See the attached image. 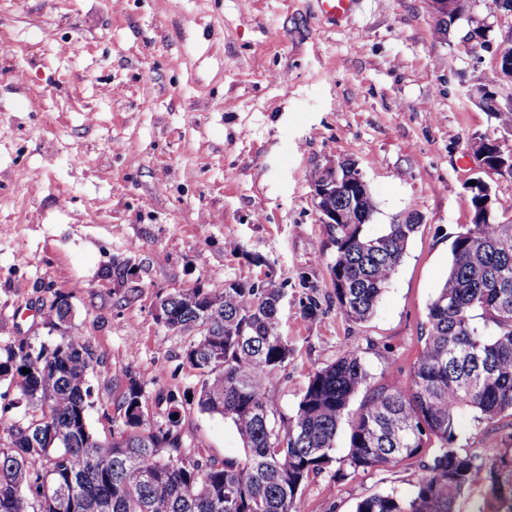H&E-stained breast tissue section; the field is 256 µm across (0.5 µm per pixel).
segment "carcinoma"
Instances as JSON below:
<instances>
[{
    "mask_svg": "<svg viewBox=\"0 0 512 512\" xmlns=\"http://www.w3.org/2000/svg\"><path fill=\"white\" fill-rule=\"evenodd\" d=\"M512 136V110L486 106ZM496 178L512 179V148L485 139ZM471 223L451 242L448 276L427 307L424 346L409 388L369 390L356 411L353 396L368 387L362 358L348 351L310 374L294 415L268 400L292 349L280 332L282 290L231 282L221 290L195 288L161 299L173 331L207 336L187 358L202 377L198 408L230 421L243 454L218 464L184 449L179 402L170 396L167 423L151 424L140 386L130 382L121 407L124 429L96 437L87 413L94 405L90 375L99 356L72 324L60 300L46 324L56 340L6 346L0 379L40 407L24 428L0 436V512H298L310 478L337 463L353 471L394 465L433 449L403 494L369 495L354 512H461L459 503L484 487L490 512H512V423L494 448L456 445L462 422L496 425L512 417V217L501 220L472 192ZM377 210L373 196L354 201L344 223L325 225L333 247L330 285L343 315L365 322L374 313L419 226L409 216L374 235L365 232ZM30 373L24 374L21 369ZM349 452L335 456L342 421Z\"/></svg>",
    "mask_w": 512,
    "mask_h": 512,
    "instance_id": "1",
    "label": "carcinoma"
}]
</instances>
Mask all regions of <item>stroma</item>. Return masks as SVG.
I'll return each instance as SVG.
<instances>
[{
	"label": "stroma",
	"instance_id": "1",
	"mask_svg": "<svg viewBox=\"0 0 512 512\" xmlns=\"http://www.w3.org/2000/svg\"><path fill=\"white\" fill-rule=\"evenodd\" d=\"M508 38L512 15L487 0H468L445 35L430 0H356L335 19L317 0H0V345L50 340L46 316L68 296L101 357L91 430L122 431L134 381L151 424L166 423L176 395L188 450L215 462L242 441L198 409L192 338L155 317L167 294L283 288L294 353L268 393L283 415L310 372L349 350L371 385L409 387L450 244L472 219L470 141L500 135L467 92L495 78L492 47ZM343 160L377 205L367 233L420 223L365 322L338 309L314 206L316 172ZM20 168L35 178L16 180ZM431 455L329 467L299 510L354 512L363 497L408 491Z\"/></svg>",
	"mask_w": 512,
	"mask_h": 512
}]
</instances>
